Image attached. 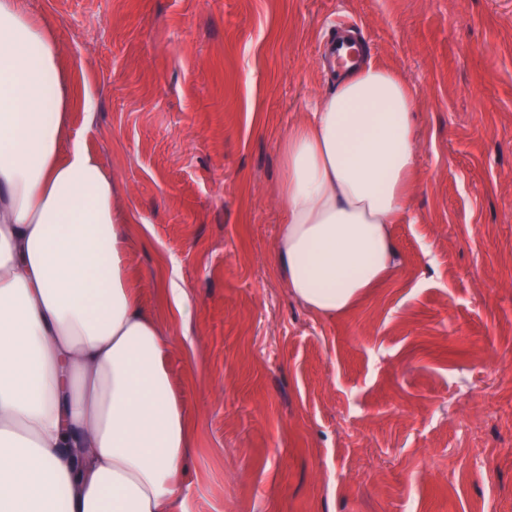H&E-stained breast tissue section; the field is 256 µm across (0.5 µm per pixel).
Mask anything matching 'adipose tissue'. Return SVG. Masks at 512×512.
<instances>
[{
  "label": "adipose tissue",
  "instance_id": "obj_1",
  "mask_svg": "<svg viewBox=\"0 0 512 512\" xmlns=\"http://www.w3.org/2000/svg\"><path fill=\"white\" fill-rule=\"evenodd\" d=\"M79 106L95 100L51 26L0 0V512H187L171 332L140 303L116 181L70 133ZM415 106L370 63L280 138L276 263L311 311H347L397 267Z\"/></svg>",
  "mask_w": 512,
  "mask_h": 512
}]
</instances>
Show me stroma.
I'll list each match as a JSON object with an SVG mask.
<instances>
[{
	"label": "stroma",
	"instance_id": "35a3bbf8",
	"mask_svg": "<svg viewBox=\"0 0 512 512\" xmlns=\"http://www.w3.org/2000/svg\"><path fill=\"white\" fill-rule=\"evenodd\" d=\"M30 4L95 98L72 132L172 327L191 512H512V0ZM340 12L416 91L417 171L398 266L329 317L275 266L278 141L335 85L318 47ZM162 291L176 310L180 320L183 323L189 322L193 317L194 308L187 299L185 289L177 281L170 279Z\"/></svg>",
	"mask_w": 512,
	"mask_h": 512
}]
</instances>
